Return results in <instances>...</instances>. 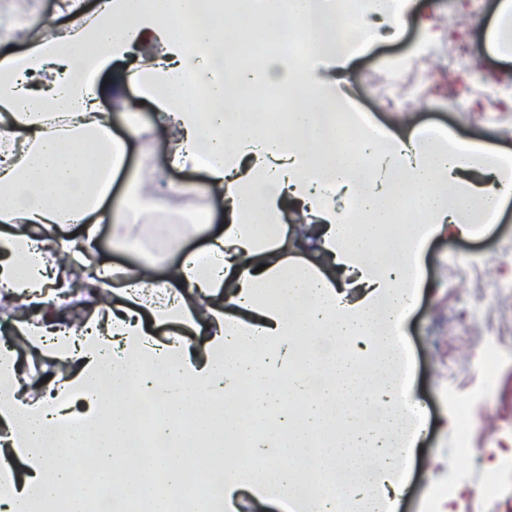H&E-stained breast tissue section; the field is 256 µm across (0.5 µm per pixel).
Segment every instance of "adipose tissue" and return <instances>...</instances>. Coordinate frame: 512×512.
<instances>
[{
    "label": "adipose tissue",
    "mask_w": 512,
    "mask_h": 512,
    "mask_svg": "<svg viewBox=\"0 0 512 512\" xmlns=\"http://www.w3.org/2000/svg\"><path fill=\"white\" fill-rule=\"evenodd\" d=\"M281 32L304 34L302 59L271 56L224 71V22L215 18L181 35L174 19L201 0H101L61 53L52 31L25 39L21 51L0 40V292L40 306L11 326L66 373L30 388L12 349L0 346V512H87L76 475L121 494L117 463L160 472L162 488H144L139 512H235L248 494L255 512H394L404 458L421 421L406 375L404 323L423 295L421 252L438 235L468 237L495 223L512 197V154L452 140L448 134L378 130L357 144L336 139L330 107L355 54L353 27L379 19L400 31L418 0H258ZM157 40L163 58L130 74L157 107L171 145L169 164L204 170L196 191L224 201V222L199 211L192 226L208 243L169 261L112 266L96 260L101 224L112 238L133 237L130 212L141 200L112 201L128 138L112 132L98 76L133 46ZM335 76H317L316 60ZM62 69L41 92L29 79ZM276 84L302 96L290 130L246 123L225 111L231 89ZM330 155L312 163V148ZM495 177L461 182L471 166ZM344 190L349 210L336 207ZM414 218L392 221L393 209ZM390 251L377 253L381 242ZM76 269L98 302L73 332L63 311L65 273ZM280 301H271L273 291ZM172 322L180 334L158 339ZM246 399H227L241 383ZM83 405L82 425L69 410ZM153 416V434L196 446L207 471L224 454L217 489L173 509L183 467L172 452L131 458L134 423L126 409ZM272 426L251 463L229 453L245 422ZM318 455H309V447ZM370 468L362 486L340 476Z\"/></svg>",
    "instance_id": "adipose-tissue-1"
}]
</instances>
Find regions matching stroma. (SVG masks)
I'll return each mask as SVG.
<instances>
[{
  "label": "stroma",
  "instance_id": "35a3bbf8",
  "mask_svg": "<svg viewBox=\"0 0 512 512\" xmlns=\"http://www.w3.org/2000/svg\"><path fill=\"white\" fill-rule=\"evenodd\" d=\"M500 0H435L426 19L409 14L402 32L360 49L341 83L351 111L376 127L402 134L444 131L466 143L512 153V61L488 47L489 24ZM13 15L0 27L21 21L30 27L54 20L56 34L78 25L58 14V0H13ZM162 45L135 46L109 64L103 77L114 84L101 101L112 131L146 130L153 163L166 152L156 109L142 102L126 77L136 62L156 59ZM213 224L222 221L219 199L191 195L176 200L159 219L178 225L167 247L170 260L199 248L188 230L199 206ZM140 231L126 246L112 243L110 225L98 237L102 260L134 266L158 246L146 228L149 217H130ZM422 273L432 286L407 319L403 338L411 360L413 397L426 412L428 433L404 463L407 481L397 512H512V199L494 224L471 238L436 237L426 245ZM498 348L492 386L483 383L484 358ZM471 451L461 455V440Z\"/></svg>",
  "mask_w": 512,
  "mask_h": 512
}]
</instances>
